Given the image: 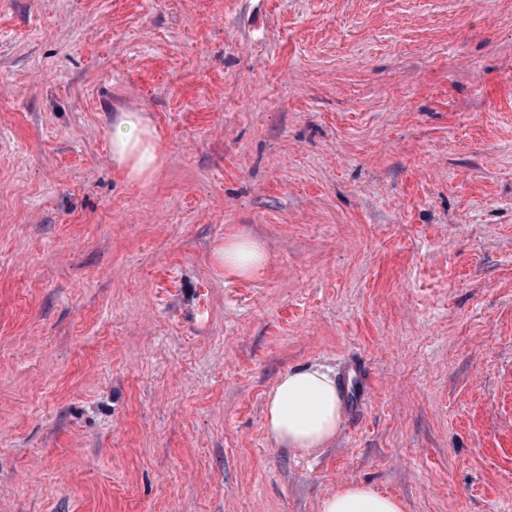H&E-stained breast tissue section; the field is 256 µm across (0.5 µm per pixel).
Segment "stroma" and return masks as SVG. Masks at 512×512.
<instances>
[{
  "instance_id": "stroma-1",
  "label": "stroma",
  "mask_w": 512,
  "mask_h": 512,
  "mask_svg": "<svg viewBox=\"0 0 512 512\" xmlns=\"http://www.w3.org/2000/svg\"><path fill=\"white\" fill-rule=\"evenodd\" d=\"M232 236L266 265L225 271ZM350 360L359 415L277 447L278 378ZM350 481L512 512V0H0V512ZM112 161L127 177H150L159 167L154 129L141 112H118L112 123Z\"/></svg>"
}]
</instances>
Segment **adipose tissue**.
<instances>
[{"label": "adipose tissue", "instance_id": "1", "mask_svg": "<svg viewBox=\"0 0 512 512\" xmlns=\"http://www.w3.org/2000/svg\"><path fill=\"white\" fill-rule=\"evenodd\" d=\"M112 160L127 177L153 175L159 154L153 128L142 113H118L112 124ZM217 259L225 270L250 275L266 263L264 250L244 237L228 239ZM342 398L330 369L311 366L282 374L266 404L265 428L277 447L307 454L325 446L339 431ZM320 512H403L402 503L365 482H347L328 492Z\"/></svg>", "mask_w": 512, "mask_h": 512}]
</instances>
